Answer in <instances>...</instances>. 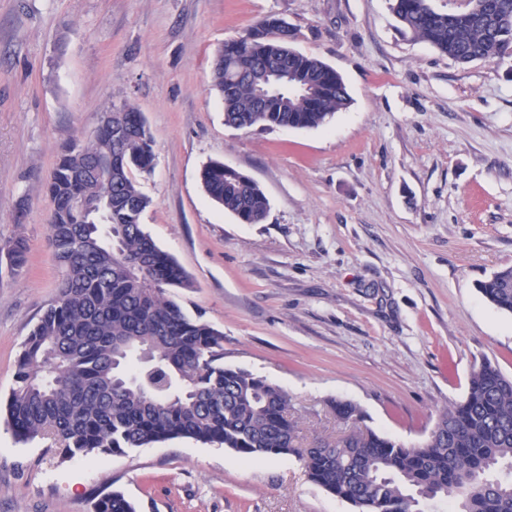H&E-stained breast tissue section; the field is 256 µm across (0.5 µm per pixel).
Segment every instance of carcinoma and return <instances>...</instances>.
Returning <instances> with one entry per match:
<instances>
[{"label": "carcinoma", "instance_id": "obj_1", "mask_svg": "<svg viewBox=\"0 0 512 512\" xmlns=\"http://www.w3.org/2000/svg\"><path fill=\"white\" fill-rule=\"evenodd\" d=\"M494 16L448 20L432 0H391L412 35L467 65L512 52V0H489ZM294 30L265 18L216 50L212 84L227 93L224 124L236 129L317 128L347 108L342 77L293 47ZM273 63L286 87L262 103L259 79ZM106 127L61 153L47 193L49 240L62 270L58 292L22 345L16 385L0 413L15 438H48L68 457L123 454L185 438L246 458L293 454L309 478L355 512H426L456 499L451 512H512V378L483 361L467 393L438 415L422 443L406 446L356 428L334 444L296 446L288 394L265 378L224 366V333L186 315L170 290L193 287L177 260L141 224L151 200L136 174L154 168V139L130 105L107 112ZM112 154L105 188L90 162ZM205 193L237 220L256 224L268 211L263 189L214 161L201 173ZM6 252L15 275L26 264L21 237ZM495 308L512 313V267L478 285ZM359 423L361 409L334 404ZM95 512H135L120 492Z\"/></svg>", "mask_w": 512, "mask_h": 512}]
</instances>
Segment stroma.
<instances>
[{
	"mask_svg": "<svg viewBox=\"0 0 512 512\" xmlns=\"http://www.w3.org/2000/svg\"><path fill=\"white\" fill-rule=\"evenodd\" d=\"M275 15L343 78L351 102L312 129H235L211 83L217 47ZM132 105L155 139L142 222L191 276L177 300L224 334L225 365L288 394L298 441L364 426L407 445L461 400L475 364L512 377V314L477 290L512 267V56L460 66L398 22L389 0H0V400L54 299L47 183L67 143ZM212 160L254 178L269 209L239 223L204 193ZM355 512L295 456L245 461L174 439L63 458L0 421V512ZM95 512H136L133 504L120 492L103 494L95 504Z\"/></svg>",
	"mask_w": 512,
	"mask_h": 512,
	"instance_id": "stroma-1",
	"label": "stroma"
}]
</instances>
